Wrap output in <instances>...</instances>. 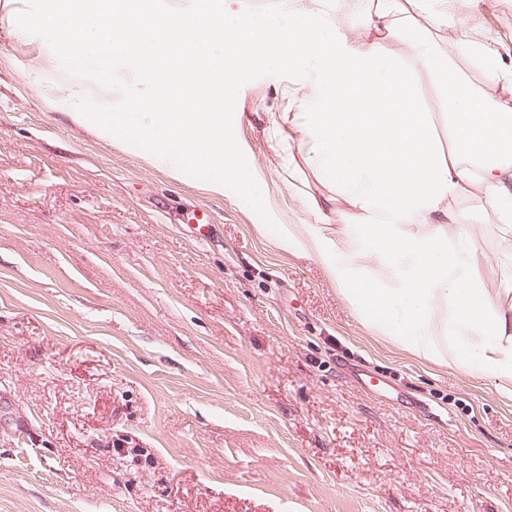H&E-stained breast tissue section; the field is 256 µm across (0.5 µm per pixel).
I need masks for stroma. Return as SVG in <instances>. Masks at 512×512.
Wrapping results in <instances>:
<instances>
[{"instance_id":"35a3bbf8","label":"stroma","mask_w":512,"mask_h":512,"mask_svg":"<svg viewBox=\"0 0 512 512\" xmlns=\"http://www.w3.org/2000/svg\"><path fill=\"white\" fill-rule=\"evenodd\" d=\"M365 37L353 0H304ZM448 61L512 67V0H446ZM0 22V512H512V397L361 320L280 224H318L309 143L284 114L298 67L224 88L261 184L167 170L73 127L50 46ZM476 278L512 288V245L464 200ZM213 225L202 238L194 213Z\"/></svg>"}]
</instances>
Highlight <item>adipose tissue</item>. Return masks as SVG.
<instances>
[{"label":"adipose tissue","instance_id":"obj_1","mask_svg":"<svg viewBox=\"0 0 512 512\" xmlns=\"http://www.w3.org/2000/svg\"><path fill=\"white\" fill-rule=\"evenodd\" d=\"M27 31L53 47L67 67L57 109L77 126L142 151L179 178L205 174L220 197L234 152L224 125L222 90L240 63L261 58L298 66L310 89L288 115L310 141L307 167L323 187L309 209L331 224H281L284 252L318 255L327 276L382 336L440 365L489 375L512 395V289L485 288L465 245L463 199L488 200L512 234V69L497 50L464 42L496 92L486 97L450 72L434 35L409 23L429 0H359L375 38L351 37L301 0H280L295 14L285 31L242 14L233 0H26ZM136 10L124 29L117 16ZM65 16L68 27L54 25ZM99 21L88 33L84 21ZM221 42L212 52L207 42ZM393 39L410 56L388 52ZM123 56L125 69L96 80L100 58ZM437 78L448 100V141L421 103L415 63ZM139 104L136 129L125 109Z\"/></svg>","mask_w":512,"mask_h":512}]
</instances>
